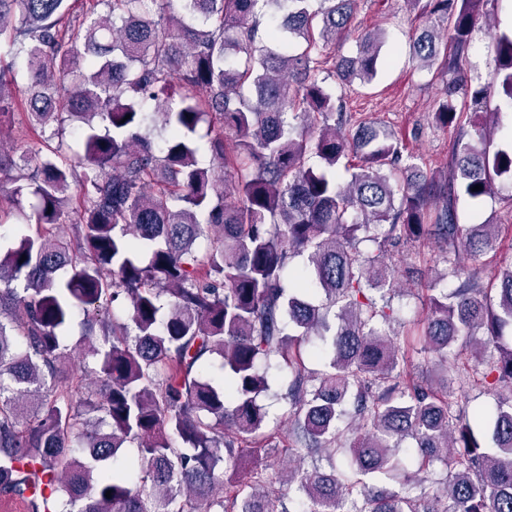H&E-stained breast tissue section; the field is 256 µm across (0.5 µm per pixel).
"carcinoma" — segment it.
I'll list each match as a JSON object with an SVG mask.
<instances>
[{
  "label": "carcinoma",
  "mask_w": 512,
  "mask_h": 512,
  "mask_svg": "<svg viewBox=\"0 0 512 512\" xmlns=\"http://www.w3.org/2000/svg\"><path fill=\"white\" fill-rule=\"evenodd\" d=\"M356 2L88 0L75 15L70 0H0V134L21 77L40 126L25 153L0 152L1 173L35 165L0 205L1 225L31 210L0 234L1 501L24 512H287L264 491L281 479L267 462L281 434L262 404L274 369L297 512H512V264L484 282L501 225L456 213L459 194L482 199L512 177V150L468 116L495 124L512 111V30L494 33L497 87L474 86L468 57L488 0H407L421 20L412 59L446 77L434 119L459 132L446 171L427 176L421 156L354 120L320 77L345 88L378 74L383 33L336 52ZM71 214L67 239L57 226ZM428 244L446 271L426 285L415 337L446 362L484 332L452 377L496 396L490 448L475 429L483 413L414 375L410 340L390 330L385 293L422 276L407 262L396 277L395 256L412 247L419 258ZM121 298L128 318L117 323L106 314ZM78 312L92 379L65 344ZM314 336L319 371L304 357ZM216 358L220 383L208 377ZM407 437L420 495L374 493L373 475L402 467ZM127 448L134 474L112 466ZM298 448L343 451L347 467L309 470ZM436 460L442 486L429 475Z\"/></svg>",
  "instance_id": "carcinoma-1"
}]
</instances>
